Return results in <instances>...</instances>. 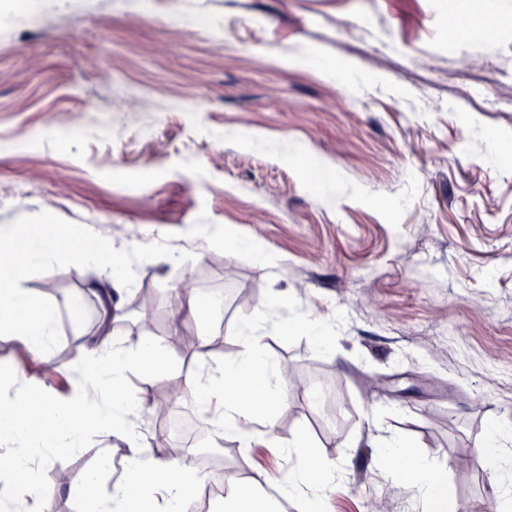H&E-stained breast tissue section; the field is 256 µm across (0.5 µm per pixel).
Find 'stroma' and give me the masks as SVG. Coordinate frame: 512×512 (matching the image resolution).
I'll list each match as a JSON object with an SVG mask.
<instances>
[{
	"label": "stroma",
	"mask_w": 512,
	"mask_h": 512,
	"mask_svg": "<svg viewBox=\"0 0 512 512\" xmlns=\"http://www.w3.org/2000/svg\"><path fill=\"white\" fill-rule=\"evenodd\" d=\"M41 2L0 0V224L92 226L123 248L116 330L164 340L181 372L237 360L240 327L261 322L287 384L275 435L345 468L329 512H420L372 415L431 462L447 512H495L471 453L512 422V0H55L52 27ZM99 276L69 260L26 274L58 317L48 389L82 373ZM187 279L224 299L188 326L211 330L202 358L170 330ZM302 312L335 320L333 348L286 329ZM138 424L170 455L209 443L180 403ZM124 454L51 455L52 512L89 510L71 473L100 470L105 494L129 483ZM224 458L244 478L290 465L232 442Z\"/></svg>",
	"instance_id": "35a3bbf8"
}]
</instances>
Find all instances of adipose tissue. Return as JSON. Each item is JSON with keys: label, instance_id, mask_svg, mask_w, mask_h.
Listing matches in <instances>:
<instances>
[{"label": "adipose tissue", "instance_id": "obj_1", "mask_svg": "<svg viewBox=\"0 0 512 512\" xmlns=\"http://www.w3.org/2000/svg\"><path fill=\"white\" fill-rule=\"evenodd\" d=\"M63 255L100 264L105 271L95 290L101 308L98 337L77 350L91 377L75 387L69 398L55 396L30 377L20 384L0 383V512H29L33 496L38 497L42 512H49L51 495L33 480V473L55 449L78 448L90 439L110 438L125 445L127 470L134 483L116 486L111 495L104 496L99 492L97 473L72 476L71 484L82 491L92 512H189L205 479L185 456L150 452L146 434L135 423L146 399L125 388L127 373L135 367L144 370L146 377H164L181 388L182 400L206 414L213 439L233 441L246 449L262 439L276 446L280 454L298 458V466L277 479L273 495L265 490L268 479L263 474L247 480L225 474L224 494L213 502L214 512H284L285 502L293 499L302 501L304 512H316L318 505L325 503L328 488L342 471L314 461L304 436L286 444L274 436V408L282 400L285 383L266 355L257 325L248 323L240 328L239 361L215 367L204 364L198 372L180 374L165 345L154 337L143 335L133 343L118 337L114 325L121 318V307L114 297L130 286L131 274L112 245L93 232L74 240L34 227L21 232L14 225H0L1 336L17 342L32 360L49 358L56 313L33 297L22 282L30 266L51 263ZM259 418L264 421V431H249V424ZM383 456L388 476L408 483L424 512H442L447 489L431 476L426 463L395 438L387 439Z\"/></svg>", "mask_w": 512, "mask_h": 512}]
</instances>
